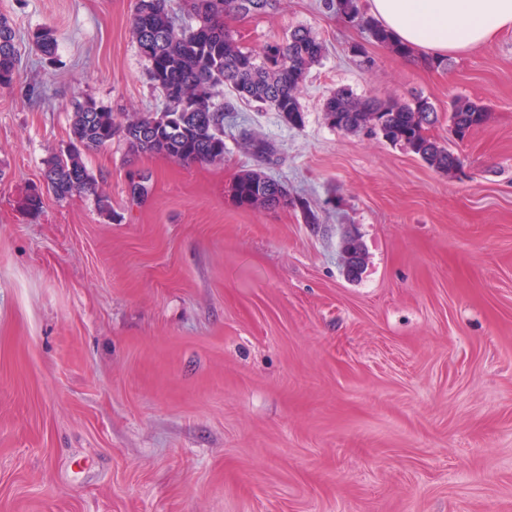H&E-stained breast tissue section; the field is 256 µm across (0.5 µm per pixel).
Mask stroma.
Masks as SVG:
<instances>
[{
    "instance_id": "1",
    "label": "stroma",
    "mask_w": 512,
    "mask_h": 512,
    "mask_svg": "<svg viewBox=\"0 0 512 512\" xmlns=\"http://www.w3.org/2000/svg\"><path fill=\"white\" fill-rule=\"evenodd\" d=\"M134 5L0 0L20 55L0 86V512H512V32L432 69L323 0L225 15L250 51L297 27L323 43L302 124L236 100L223 158L190 164L118 135L86 153L93 190L30 214L76 104L162 106ZM340 88L428 98L460 169L331 126ZM454 98L487 108L461 141ZM257 166L291 205L233 200Z\"/></svg>"
}]
</instances>
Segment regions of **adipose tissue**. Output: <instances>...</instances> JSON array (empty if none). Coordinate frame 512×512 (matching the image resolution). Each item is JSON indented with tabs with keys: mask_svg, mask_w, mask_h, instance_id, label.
<instances>
[{
	"mask_svg": "<svg viewBox=\"0 0 512 512\" xmlns=\"http://www.w3.org/2000/svg\"><path fill=\"white\" fill-rule=\"evenodd\" d=\"M377 21L421 58L469 53L512 30V0H369Z\"/></svg>",
	"mask_w": 512,
	"mask_h": 512,
	"instance_id": "1",
	"label": "adipose tissue"
}]
</instances>
